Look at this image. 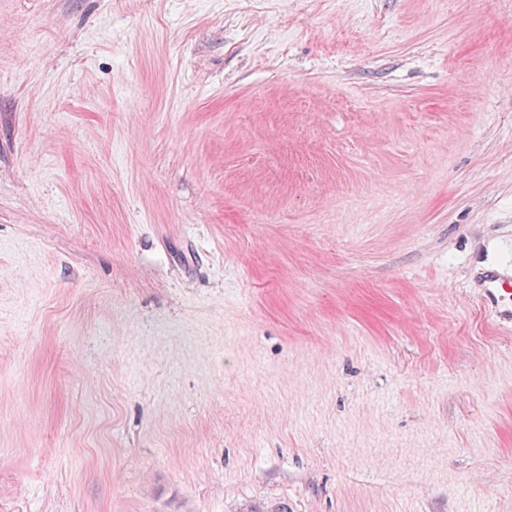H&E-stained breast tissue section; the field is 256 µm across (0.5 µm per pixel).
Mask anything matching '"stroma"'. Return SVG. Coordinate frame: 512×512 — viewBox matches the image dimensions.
<instances>
[{"mask_svg": "<svg viewBox=\"0 0 512 512\" xmlns=\"http://www.w3.org/2000/svg\"><path fill=\"white\" fill-rule=\"evenodd\" d=\"M512 0H0V512H512ZM472 288L495 323L512 329V269L485 268L475 277Z\"/></svg>", "mask_w": 512, "mask_h": 512, "instance_id": "stroma-1", "label": "stroma"}]
</instances>
